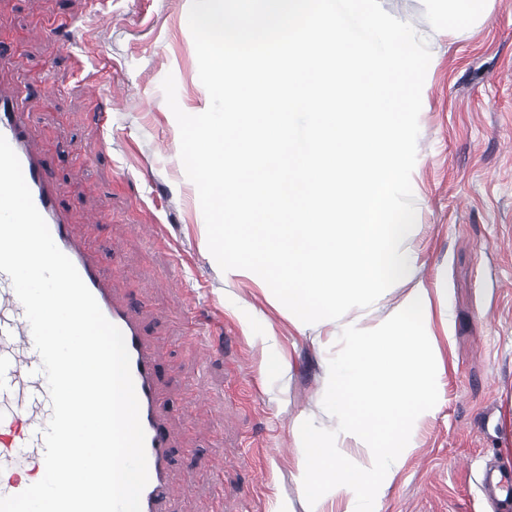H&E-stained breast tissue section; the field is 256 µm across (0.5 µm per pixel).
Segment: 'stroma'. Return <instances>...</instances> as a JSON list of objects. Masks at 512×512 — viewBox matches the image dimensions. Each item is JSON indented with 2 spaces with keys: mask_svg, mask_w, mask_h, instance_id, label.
Listing matches in <instances>:
<instances>
[{
  "mask_svg": "<svg viewBox=\"0 0 512 512\" xmlns=\"http://www.w3.org/2000/svg\"><path fill=\"white\" fill-rule=\"evenodd\" d=\"M191 0H0V89L35 94L33 127L75 232L114 288L140 302L175 436L171 477L187 512H308L300 425L333 429L322 399L345 326L373 329L412 285L428 289L438 365L435 416L417 422L376 512H493L483 472L512 471V0H485L449 32L445 0H381L428 40L412 281L341 320L298 325L257 274L222 271L180 160L161 83L183 111L209 106L188 26ZM74 22V55L44 19ZM102 85L99 98L87 86ZM98 149H91L92 139ZM92 214L107 216L89 223ZM120 256H113V244ZM200 290L234 342L201 364L179 315ZM193 420H186L187 408Z\"/></svg>",
  "mask_w": 512,
  "mask_h": 512,
  "instance_id": "obj_1",
  "label": "stroma"
}]
</instances>
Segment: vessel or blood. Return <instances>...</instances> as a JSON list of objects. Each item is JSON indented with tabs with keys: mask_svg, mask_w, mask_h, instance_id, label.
<instances>
[{
	"mask_svg": "<svg viewBox=\"0 0 512 512\" xmlns=\"http://www.w3.org/2000/svg\"><path fill=\"white\" fill-rule=\"evenodd\" d=\"M0 135L17 154L33 201L58 248L75 265L105 317L122 332L139 401L146 439L148 483L141 512H185L170 479L174 436L162 410L159 354L142 331L138 311L112 287L92 248L69 224L58 192L31 134V115L14 97L0 91ZM30 325L10 278L0 272V512H42L25 478L30 463L44 459L43 430L52 405L47 379L40 373ZM485 491L497 512H512V473H487Z\"/></svg>",
	"mask_w": 512,
	"mask_h": 512,
	"instance_id": "1",
	"label": "vessel or blood"
}]
</instances>
